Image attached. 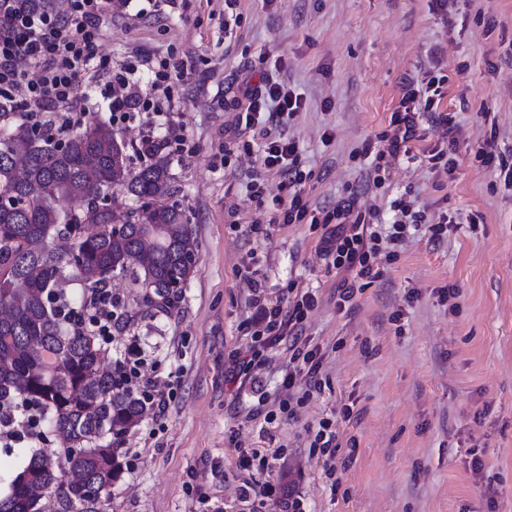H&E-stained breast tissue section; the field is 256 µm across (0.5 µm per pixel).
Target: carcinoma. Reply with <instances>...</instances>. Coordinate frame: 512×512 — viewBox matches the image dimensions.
Masks as SVG:
<instances>
[{
  "label": "carcinoma",
  "instance_id": "obj_1",
  "mask_svg": "<svg viewBox=\"0 0 512 512\" xmlns=\"http://www.w3.org/2000/svg\"><path fill=\"white\" fill-rule=\"evenodd\" d=\"M21 119L0 98V412L21 402L37 406L61 446L31 453L17 470L0 512H39L35 494L48 489L61 512H98L123 473L116 440L141 420V397L118 387L102 366L106 347L87 319L57 289L66 277L106 288L131 274L144 301L168 307L193 275L199 243L173 196L170 161L159 156L131 167L128 145L112 127L90 122L67 139ZM120 186L137 200L130 211L102 204ZM73 203L62 211L58 203ZM58 238L76 253L69 263Z\"/></svg>",
  "mask_w": 512,
  "mask_h": 512
}]
</instances>
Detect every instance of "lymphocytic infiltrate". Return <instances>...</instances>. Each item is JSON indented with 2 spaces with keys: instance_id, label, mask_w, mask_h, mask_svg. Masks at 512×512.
Listing matches in <instances>:
<instances>
[{
  "instance_id": "obj_1",
  "label": "lymphocytic infiltrate",
  "mask_w": 512,
  "mask_h": 512,
  "mask_svg": "<svg viewBox=\"0 0 512 512\" xmlns=\"http://www.w3.org/2000/svg\"><path fill=\"white\" fill-rule=\"evenodd\" d=\"M9 4L10 0H0V97L14 100L25 117L69 134L80 125L84 113L77 95L79 81L92 69L111 67L110 61L98 57L97 48L103 37L101 19L111 11L112 0H70L65 11L45 8L30 14L10 13ZM97 89L110 112L124 119L142 112L160 116L169 110L164 89H157L151 98H141L128 90L120 72ZM238 95L245 102L250 126L291 119L303 108L300 94L269 77L258 84L243 81ZM447 96V75L407 81L387 131L378 138V158L410 155L414 143L426 140L429 126L450 124V116L441 109ZM261 166L284 177L282 193L274 198L277 213L272 223L322 225L324 257L336 271L354 278H377L380 265L396 260L395 246L403 241L407 225L426 222L424 212L404 199L397 204L401 220L385 235L374 226L375 212L359 211L350 197L330 209L309 210L303 200L306 176L298 168L297 146L291 140L268 141ZM315 301L309 290L296 292L285 305L255 297L253 330L244 356L232 359L227 368L229 380L260 391L261 382L251 375V368L262 364L266 350L286 339H299Z\"/></svg>"
}]
</instances>
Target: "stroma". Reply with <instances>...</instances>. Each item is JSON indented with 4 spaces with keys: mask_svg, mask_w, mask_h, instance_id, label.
<instances>
[{
    "mask_svg": "<svg viewBox=\"0 0 512 512\" xmlns=\"http://www.w3.org/2000/svg\"><path fill=\"white\" fill-rule=\"evenodd\" d=\"M101 23L98 55L131 65L141 89L152 82L144 60L181 65L154 131L199 242L172 309L148 307L128 277L112 280L132 321L113 332L107 363L135 347L167 405L146 409L121 439L124 474L101 512H252L242 487L268 484L275 495L262 512H280L287 494L304 512H512V187L475 157L489 138L512 149V0L445 10L435 0H181L161 15L112 0ZM437 70L449 76L454 127L428 141L449 144L454 174L398 157L374 185L367 143L387 129L404 81ZM264 75L294 88L304 108L249 127L236 86ZM78 94L87 116L136 147L142 120L113 121L88 84ZM272 135L296 142L312 207L353 195L389 224L395 200L411 196L452 223L437 240L426 225L410 228L396 262L354 282L350 307L339 308L344 276L318 251L321 227L269 221L282 176L258 156ZM247 266L258 284L244 280ZM292 288L318 297L302 337L320 358L321 388L305 378L283 387L293 349L281 343L257 369V410L224 370L245 347L255 294L274 303ZM345 407L330 475L310 442L318 421ZM251 452L272 471L240 467Z\"/></svg>",
    "mask_w": 512,
    "mask_h": 512,
    "instance_id": "1",
    "label": "stroma"
}]
</instances>
